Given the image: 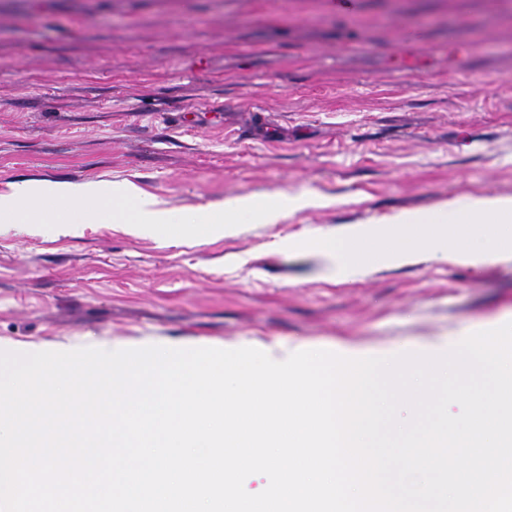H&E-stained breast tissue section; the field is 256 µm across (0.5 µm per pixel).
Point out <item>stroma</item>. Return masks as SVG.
Segmentation results:
<instances>
[{
  "mask_svg": "<svg viewBox=\"0 0 512 512\" xmlns=\"http://www.w3.org/2000/svg\"><path fill=\"white\" fill-rule=\"evenodd\" d=\"M27 180L313 202L224 237L0 228L5 344L405 350L510 319L511 259L335 281L283 243L512 196V0H0V193Z\"/></svg>",
  "mask_w": 512,
  "mask_h": 512,
  "instance_id": "1",
  "label": "stroma"
}]
</instances>
